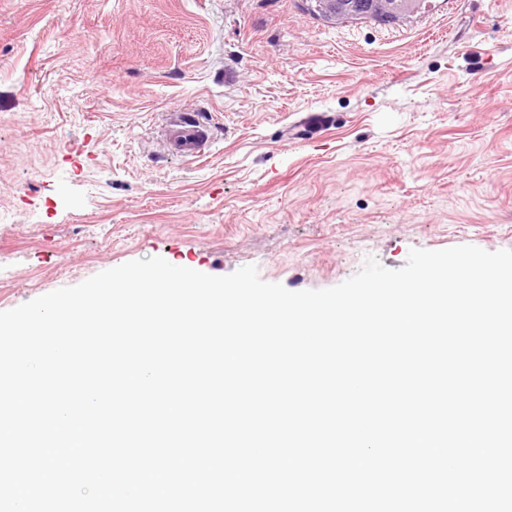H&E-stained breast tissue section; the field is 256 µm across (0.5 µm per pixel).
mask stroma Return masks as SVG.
<instances>
[{
  "mask_svg": "<svg viewBox=\"0 0 512 512\" xmlns=\"http://www.w3.org/2000/svg\"><path fill=\"white\" fill-rule=\"evenodd\" d=\"M214 131L168 152V113ZM307 112L335 123L307 141ZM512 249V0L334 27L301 0H0V311L160 256L326 289Z\"/></svg>",
  "mask_w": 512,
  "mask_h": 512,
  "instance_id": "obj_1",
  "label": "stroma"
}]
</instances>
